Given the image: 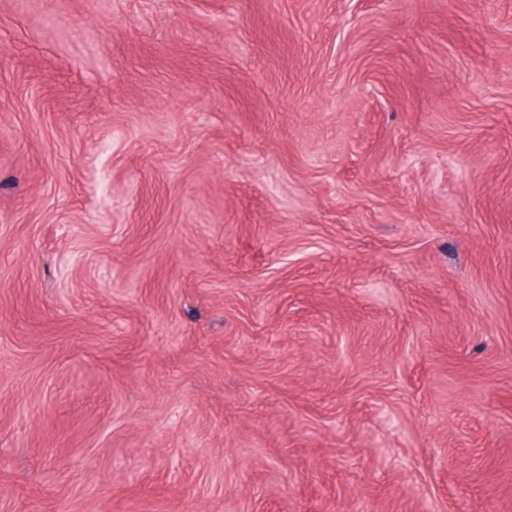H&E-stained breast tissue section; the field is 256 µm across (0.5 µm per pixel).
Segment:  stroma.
Listing matches in <instances>:
<instances>
[{
    "mask_svg": "<svg viewBox=\"0 0 512 512\" xmlns=\"http://www.w3.org/2000/svg\"><path fill=\"white\" fill-rule=\"evenodd\" d=\"M0 512H512V0H0Z\"/></svg>",
    "mask_w": 512,
    "mask_h": 512,
    "instance_id": "35a3bbf8",
    "label": "stroma"
}]
</instances>
